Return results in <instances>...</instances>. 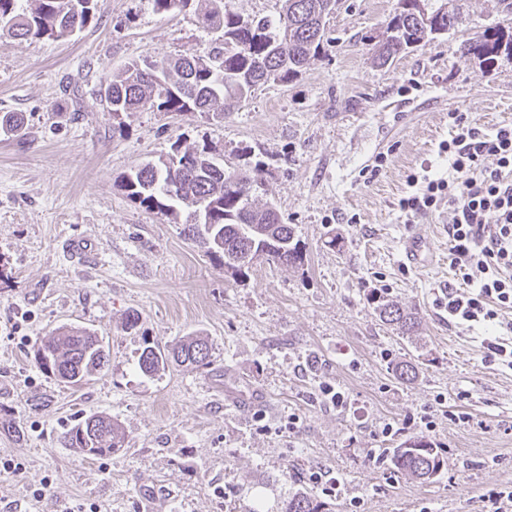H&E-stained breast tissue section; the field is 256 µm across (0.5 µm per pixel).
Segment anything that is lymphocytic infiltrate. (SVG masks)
Instances as JSON below:
<instances>
[{
    "instance_id": "f902f5d3",
    "label": "lymphocytic infiltrate",
    "mask_w": 512,
    "mask_h": 512,
    "mask_svg": "<svg viewBox=\"0 0 512 512\" xmlns=\"http://www.w3.org/2000/svg\"><path fill=\"white\" fill-rule=\"evenodd\" d=\"M456 129L444 149L457 176L427 179L424 189L405 197L402 210L423 215L447 201L449 259L468 286L449 292L448 318L499 328L486 342L487 360L512 368V126L488 133L455 112Z\"/></svg>"
}]
</instances>
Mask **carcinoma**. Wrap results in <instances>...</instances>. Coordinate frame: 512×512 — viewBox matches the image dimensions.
I'll list each match as a JSON object with an SVG mask.
<instances>
[{"mask_svg": "<svg viewBox=\"0 0 512 512\" xmlns=\"http://www.w3.org/2000/svg\"><path fill=\"white\" fill-rule=\"evenodd\" d=\"M158 14H197L202 28L217 31L220 38L197 56L134 60L112 76L100 101L115 118L144 108L165 113L200 112L222 119L263 82H287L297 77L310 59L321 51L325 19L340 0H278L275 17L245 18L230 7L229 0H151ZM97 0H0V37L14 41L28 38L57 39L81 31L94 15ZM390 18L391 34L375 47L384 63L412 46L432 38V26L403 8ZM503 51H512V36L495 27L475 34L464 44L463 54L492 62ZM23 119L18 112L0 115V130L18 134ZM264 162L228 170L206 144L171 151L154 162L131 168L119 187L140 208L184 225V233L206 248L209 258L237 277H244L252 263L243 262L247 251L263 253L281 265L303 262L299 241L291 225L281 223L279 213L257 202ZM369 301L380 320L400 334L417 332V317L399 304L373 293ZM212 346L199 334L185 336L159 349L147 347L139 368L153 374L170 362L202 367L211 363ZM38 367L57 380L80 387L104 370L108 353L103 338L84 327L65 326L44 338L35 351ZM62 443L95 459L108 457L124 447L125 437L112 417L97 412L62 433ZM392 468L424 482L442 470L444 459L424 436L407 439L394 449ZM284 512H327L326 503L308 493L288 498Z\"/></svg>", "mask_w": 512, "mask_h": 512, "instance_id": "obj_1", "label": "carcinoma"}]
</instances>
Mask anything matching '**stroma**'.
Returning a JSON list of instances; mask_svg holds the SVG:
<instances>
[{
    "label": "stroma",
    "instance_id": "1",
    "mask_svg": "<svg viewBox=\"0 0 512 512\" xmlns=\"http://www.w3.org/2000/svg\"><path fill=\"white\" fill-rule=\"evenodd\" d=\"M396 6L341 0L307 68L257 85L223 120L143 110L118 132L99 88L129 61L202 51L212 36L193 13L98 0L75 35L0 45V113L27 124L21 137L0 132V419L22 428H0V461L18 465L0 472V512H282L298 492L329 512H485L488 491L512 488V369L487 360L489 327L448 320L444 289L463 285L448 205L418 217L399 206L411 176L450 174L449 113L489 132L512 125V52L484 62L460 51L484 27L511 32L512 10L468 0L457 27L381 67L373 47ZM176 143L208 144L234 167L262 160L259 195L294 227L303 264L262 259L234 277L118 189ZM412 237L428 244L418 266L402 257ZM71 238L91 246L86 263L65 252ZM373 293L412 308L419 335L382 323ZM70 325L109 350L79 388L34 362L40 340ZM198 333L209 366L140 371L146 346ZM399 362L416 366L414 381L394 378ZM96 412L121 426L124 448L90 459L64 447L62 433ZM424 414L445 461L435 478L371 461L420 435Z\"/></svg>",
    "mask_w": 512,
    "mask_h": 512
}]
</instances>
